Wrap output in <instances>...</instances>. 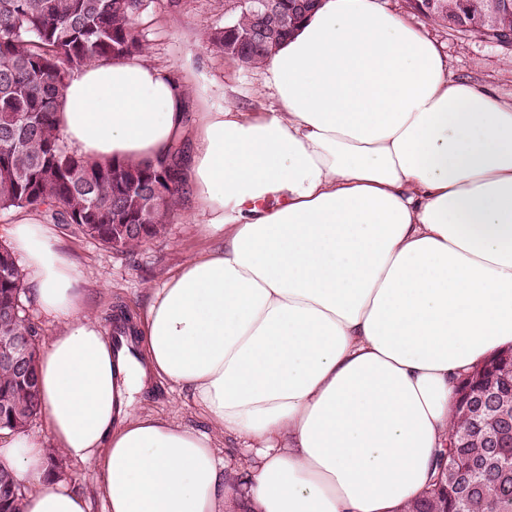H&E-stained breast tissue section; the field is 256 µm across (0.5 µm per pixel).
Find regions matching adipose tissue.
Listing matches in <instances>:
<instances>
[{
	"label": "adipose tissue",
	"instance_id": "adipose-tissue-1",
	"mask_svg": "<svg viewBox=\"0 0 512 512\" xmlns=\"http://www.w3.org/2000/svg\"><path fill=\"white\" fill-rule=\"evenodd\" d=\"M258 112L204 111L141 57L65 79L56 124L98 162L193 144L185 189L218 243L151 293L139 357L81 308L82 273L29 216L11 250L60 331L45 436L0 431L23 512H91L47 453L94 463L104 512H401L436 472L461 373L512 347V103L455 78L383 0H320L266 59ZM189 390L214 435L133 412Z\"/></svg>",
	"mask_w": 512,
	"mask_h": 512
}]
</instances>
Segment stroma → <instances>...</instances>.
<instances>
[{"label": "stroma", "instance_id": "35a3bbf8", "mask_svg": "<svg viewBox=\"0 0 512 512\" xmlns=\"http://www.w3.org/2000/svg\"><path fill=\"white\" fill-rule=\"evenodd\" d=\"M392 9L409 17L436 41L451 70L488 88L503 101H512V46L474 35L464 36L411 13L406 0H387ZM230 0H148L137 26L144 57L191 87H203L206 97L192 100L189 123L198 112L232 106L245 112L271 104L261 93V74L208 48L206 37L232 15ZM189 198L165 218L161 234L127 252L105 249L73 227L54 224L61 247L83 270L80 284L87 314L106 331H113L117 307L141 313L151 289L161 287L190 258L211 250L215 242L187 218ZM135 406L176 419L203 432L213 427L191 398L160 385L135 397Z\"/></svg>", "mask_w": 512, "mask_h": 512}]
</instances>
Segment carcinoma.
Listing matches in <instances>:
<instances>
[{"label": "carcinoma", "instance_id": "obj_1", "mask_svg": "<svg viewBox=\"0 0 512 512\" xmlns=\"http://www.w3.org/2000/svg\"><path fill=\"white\" fill-rule=\"evenodd\" d=\"M490 2L443 0V10L427 19L464 35L477 25L512 30V13L492 14ZM144 10L141 0H0V212L40 211L116 252L158 234L183 192L185 146L177 142L151 162H90L62 142L55 124L57 97L71 71L143 52L137 25ZM253 27V15L240 12L208 35V46L257 68L271 47L241 41ZM158 185L162 200L154 195ZM28 302L26 275L0 244V336L22 337L29 351L26 376L0 369L1 429H24L38 413L40 337ZM484 454L490 465L479 478L464 470L456 485L444 487L438 474L412 512H483L485 502L512 512V469L492 465L503 449ZM23 497L11 471L0 468V512H22Z\"/></svg>", "mask_w": 512, "mask_h": 512}]
</instances>
